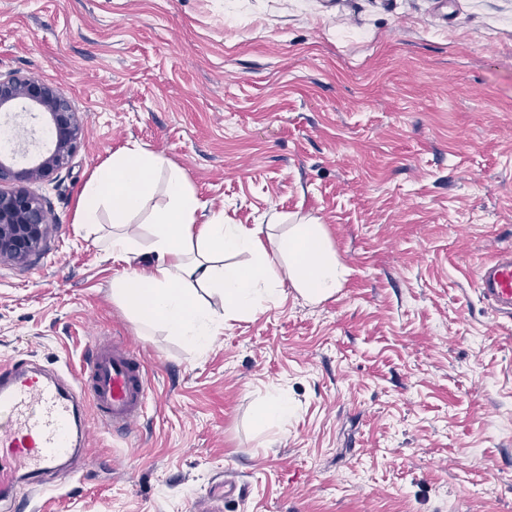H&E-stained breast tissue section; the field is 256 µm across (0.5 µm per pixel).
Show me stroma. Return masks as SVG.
<instances>
[{
  "mask_svg": "<svg viewBox=\"0 0 512 512\" xmlns=\"http://www.w3.org/2000/svg\"><path fill=\"white\" fill-rule=\"evenodd\" d=\"M0 71L58 86L84 141L35 185L38 253L0 264V363L72 384L126 340L149 396L36 512H512V318L476 268L512 248V0H0ZM184 172L206 214L311 215L349 274L286 288L196 351L112 298L127 263L77 224L131 143ZM272 393L295 411L254 421Z\"/></svg>",
  "mask_w": 512,
  "mask_h": 512,
  "instance_id": "1",
  "label": "stroma"
}]
</instances>
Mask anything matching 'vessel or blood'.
Listing matches in <instances>:
<instances>
[{"label": "vessel or blood", "mask_w": 512, "mask_h": 512, "mask_svg": "<svg viewBox=\"0 0 512 512\" xmlns=\"http://www.w3.org/2000/svg\"><path fill=\"white\" fill-rule=\"evenodd\" d=\"M484 298L512 317V250L504 249L477 269ZM74 387L18 359L0 366V512H17L19 481L42 484L65 477L64 464L85 443L81 397H88L114 431H129L149 391L146 367L128 343H97L74 375Z\"/></svg>", "instance_id": "b4317fda"}]
</instances>
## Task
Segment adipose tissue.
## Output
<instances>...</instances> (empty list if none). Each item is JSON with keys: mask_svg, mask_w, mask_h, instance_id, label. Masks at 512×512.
Segmentation results:
<instances>
[{"mask_svg": "<svg viewBox=\"0 0 512 512\" xmlns=\"http://www.w3.org/2000/svg\"><path fill=\"white\" fill-rule=\"evenodd\" d=\"M161 171L167 202L153 214L144 240L130 231L129 219L142 210ZM106 210L112 214L106 246L113 255L154 257L147 267L113 278V300L137 321L160 326L200 350L213 344L227 321L276 303L283 284L316 305L334 296L346 275L317 218L299 219L280 237L259 224L203 219L184 173L135 143L115 154L85 186L78 221L95 228Z\"/></svg>", "mask_w": 512, "mask_h": 512, "instance_id": "1", "label": "adipose tissue"}]
</instances>
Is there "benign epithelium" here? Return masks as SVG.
Instances as JSON below:
<instances>
[{
    "instance_id": "benign-epithelium-1",
    "label": "benign epithelium",
    "mask_w": 512,
    "mask_h": 512,
    "mask_svg": "<svg viewBox=\"0 0 512 512\" xmlns=\"http://www.w3.org/2000/svg\"><path fill=\"white\" fill-rule=\"evenodd\" d=\"M26 102L48 117L54 136L25 167L0 158V264L20 263L37 253L52 223L42 199L26 188L66 168L84 136L83 119L58 87L34 76L0 72V111Z\"/></svg>"
}]
</instances>
